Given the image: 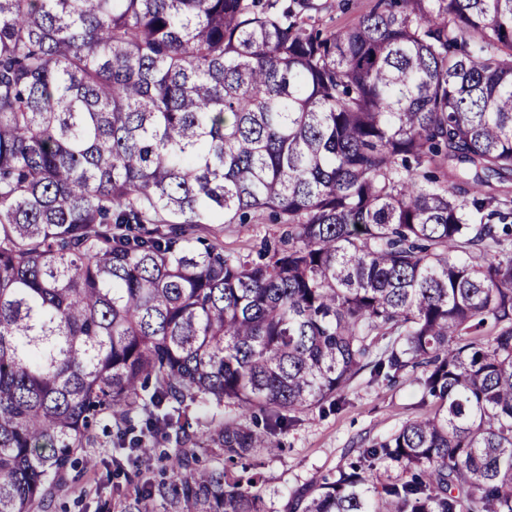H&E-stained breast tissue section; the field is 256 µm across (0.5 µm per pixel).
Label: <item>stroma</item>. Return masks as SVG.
<instances>
[{
	"mask_svg": "<svg viewBox=\"0 0 512 512\" xmlns=\"http://www.w3.org/2000/svg\"><path fill=\"white\" fill-rule=\"evenodd\" d=\"M282 225L260 218L249 224H215L213 236L223 241L226 250L248 254L261 241H275L283 233ZM412 371H404L388 381L363 369L342 397L340 409L325 413L313 410L301 413L298 425L282 437L285 450L264 457L268 477L266 505L269 512H289L292 493L336 475L354 461L361 448L383 439L405 422L425 415L429 407L413 382ZM96 472L70 471L56 498L68 512H97L98 499L112 500V512H121L115 504L110 449H101Z\"/></svg>",
	"mask_w": 512,
	"mask_h": 512,
	"instance_id": "1",
	"label": "stroma"
}]
</instances>
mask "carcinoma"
I'll return each instance as SVG.
<instances>
[{"mask_svg": "<svg viewBox=\"0 0 512 512\" xmlns=\"http://www.w3.org/2000/svg\"><path fill=\"white\" fill-rule=\"evenodd\" d=\"M303 10L0 0V512L99 427L124 512H268L258 453L367 366L430 412L289 512H512V0ZM265 212L257 261L195 236ZM316 4L322 5L323 9L319 15L313 12H304V17L312 15L315 17V25L320 27L344 26L352 23L359 15L369 10L372 0H315ZM347 3L348 5H343Z\"/></svg>", "mask_w": 512, "mask_h": 512, "instance_id": "obj_1", "label": "carcinoma"}]
</instances>
